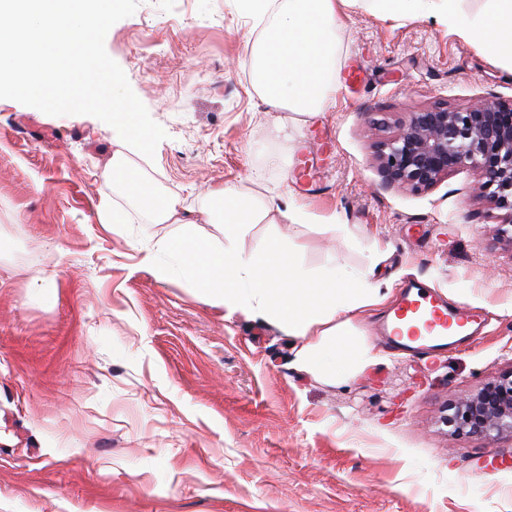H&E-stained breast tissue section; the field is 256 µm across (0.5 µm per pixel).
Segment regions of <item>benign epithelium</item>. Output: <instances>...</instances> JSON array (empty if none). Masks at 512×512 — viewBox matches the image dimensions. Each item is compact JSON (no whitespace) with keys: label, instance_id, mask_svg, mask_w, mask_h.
Returning a JSON list of instances; mask_svg holds the SVG:
<instances>
[{"label":"benign epithelium","instance_id":"1","mask_svg":"<svg viewBox=\"0 0 512 512\" xmlns=\"http://www.w3.org/2000/svg\"><path fill=\"white\" fill-rule=\"evenodd\" d=\"M387 186L425 192L461 167L480 173L476 195L504 211L495 242L512 249V98L485 97L464 108L437 104L406 112L393 134L373 144ZM455 435H512V370L448 404Z\"/></svg>","mask_w":512,"mask_h":512}]
</instances>
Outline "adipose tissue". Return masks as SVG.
Wrapping results in <instances>:
<instances>
[{"instance_id": "1", "label": "adipose tissue", "mask_w": 512, "mask_h": 512, "mask_svg": "<svg viewBox=\"0 0 512 512\" xmlns=\"http://www.w3.org/2000/svg\"><path fill=\"white\" fill-rule=\"evenodd\" d=\"M263 34L251 46L247 63L252 86L266 112L312 116L325 111L334 90L339 8L373 9L388 14L402 8L441 14L450 29L482 54L512 62V0H484L469 12L463 0H237ZM216 208L210 217L224 237L219 248L197 243L190 234L163 242L165 263L146 254L158 279L178 276L206 294L228 314L275 323L293 340L291 365L330 384H343L378 363L380 356L361 328L363 315L382 304L389 288L374 281L371 269L341 265L313 272L298 255L304 245L291 241L247 253L241 247L252 225L271 212L290 223L308 225L310 217L287 189L262 199H248L234 188L211 192Z\"/></svg>"}]
</instances>
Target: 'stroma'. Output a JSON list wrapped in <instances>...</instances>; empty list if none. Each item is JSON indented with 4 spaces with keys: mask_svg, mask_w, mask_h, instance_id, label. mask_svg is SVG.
<instances>
[{
    "mask_svg": "<svg viewBox=\"0 0 512 512\" xmlns=\"http://www.w3.org/2000/svg\"><path fill=\"white\" fill-rule=\"evenodd\" d=\"M258 31L236 0H140L105 49L166 137L125 150L89 115L0 99V512H512V437L451 435V400L512 369V250L461 168L433 190L385 186L373 143L402 113L512 98V71L434 12L344 7L333 104L287 133L245 63ZM287 183L313 227L279 213L242 247L290 236L300 261L373 268L484 318L469 346L381 350L344 385L294 370L293 340L224 310L143 257L180 232L154 224L179 196L218 243L209 190L265 197ZM118 206L133 224L102 223ZM346 240L319 233L328 217ZM381 256L371 261L368 248Z\"/></svg>",
    "mask_w": 512,
    "mask_h": 512,
    "instance_id": "35a3bbf8",
    "label": "stroma"
}]
</instances>
